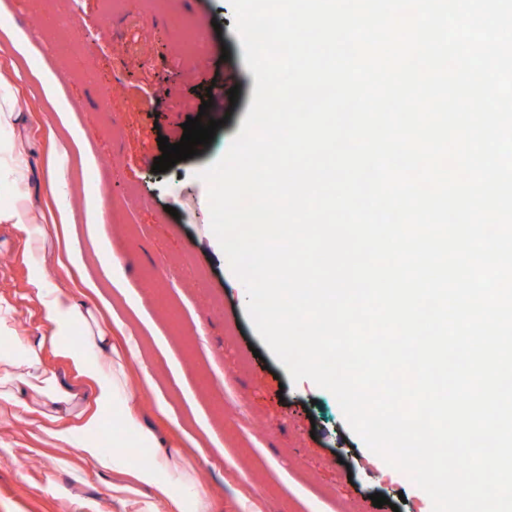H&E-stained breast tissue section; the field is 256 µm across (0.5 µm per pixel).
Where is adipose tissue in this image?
I'll return each mask as SVG.
<instances>
[{
	"mask_svg": "<svg viewBox=\"0 0 512 512\" xmlns=\"http://www.w3.org/2000/svg\"><path fill=\"white\" fill-rule=\"evenodd\" d=\"M47 280V274H40L32 286L43 306L49 334L21 343L18 350L0 352V416L33 426L40 443L74 449L97 476L130 474V482L106 486L108 496L122 505L136 504L143 485L152 487L155 501L167 500L168 486L154 480L156 470L167 467V459L133 471L123 457L102 447L97 438L105 414L117 404L124 407L127 426L138 431L144 428L139 413L141 396L154 383L146 368L138 382L130 380V362L138 357L133 337L116 340L111 324L101 321L71 292L48 289ZM80 324L89 329L85 346L69 345L71 328ZM48 351L63 359L71 381H61L57 372L47 367L44 354ZM84 387L92 390L94 399L81 406L77 399Z\"/></svg>",
	"mask_w": 512,
	"mask_h": 512,
	"instance_id": "1",
	"label": "adipose tissue"
}]
</instances>
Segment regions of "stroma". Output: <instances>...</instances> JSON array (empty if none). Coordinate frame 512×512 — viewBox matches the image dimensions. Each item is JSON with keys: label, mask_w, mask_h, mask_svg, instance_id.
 <instances>
[{"label": "stroma", "mask_w": 512, "mask_h": 512, "mask_svg": "<svg viewBox=\"0 0 512 512\" xmlns=\"http://www.w3.org/2000/svg\"><path fill=\"white\" fill-rule=\"evenodd\" d=\"M230 0H123L106 16L103 0H0V99L23 118L32 169L17 180L12 135L0 136V210L20 207L28 224L44 212H69L94 277L114 316L139 338V347L178 421L160 417L143 397L141 419L154 437H120L125 423L113 411L99 433L128 461L150 463L162 454L191 473L207 512H305L285 489L298 484L317 512H432L430 497L351 433L339 403L313 381H292L257 334L246 313L244 284L232 272L210 225L208 185L200 169L223 156L241 130L253 101L255 77L233 30ZM201 29L195 52L182 47L183 24ZM26 30L29 57L15 58L7 33ZM229 59H222V52ZM52 69L61 94L48 103L39 74ZM238 100L226 124L200 154L168 171L152 170L158 137L177 143L202 101ZM70 112L84 129L93 162L58 153L66 138L51 109ZM66 179L52 193L49 169ZM99 200L104 224L89 239L84 216ZM108 242L120 259L99 253ZM63 247L29 246L15 225L0 222V291L17 302L14 333L38 336L47 326L42 306L29 296L30 280L53 268ZM123 281V288L112 285ZM202 436L204 450L159 449L175 425ZM22 421L0 423V512H123L106 495L104 479L76 480L82 464L69 448L31 450ZM388 505L374 507L370 496Z\"/></svg>", "instance_id": "1"}]
</instances>
